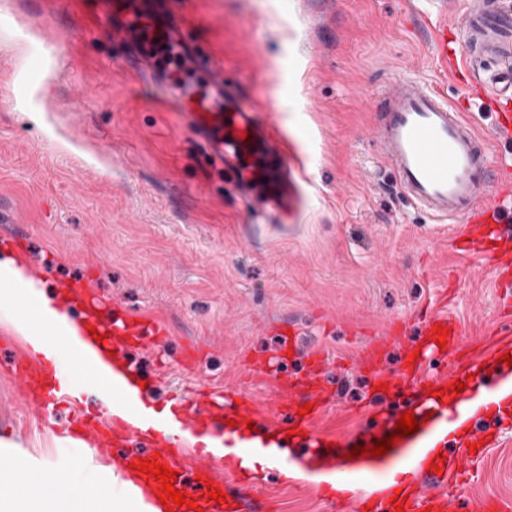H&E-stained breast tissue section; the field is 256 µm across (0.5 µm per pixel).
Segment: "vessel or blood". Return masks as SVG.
I'll return each mask as SVG.
<instances>
[{
  "mask_svg": "<svg viewBox=\"0 0 512 512\" xmlns=\"http://www.w3.org/2000/svg\"><path fill=\"white\" fill-rule=\"evenodd\" d=\"M465 14L462 42L454 41L448 21L442 20L432 28V46L454 80L479 88V109L490 113V127L479 131L440 89L425 87L417 78L398 72L381 92L384 109L374 139L401 190L415 205L441 224L455 223L460 216L471 223L470 231L452 233L451 243L458 254L480 257L494 269V284L502 295L498 335L470 350L458 343L455 320L429 313L424 325L427 336H434L439 326L448 330L444 372L431 377L425 373L426 354L404 357L402 374L393 377L381 366V345L365 348L358 359L361 370L372 382L395 386L403 397L398 413L387 416L383 428L362 435L339 434L325 427L329 413L324 400L326 357L318 350L308 355L299 376L273 373L264 402L246 397L238 386L216 397L209 382L201 378L189 392L169 395L171 414L158 417L150 412L147 393L129 396L123 382L101 364V357L118 346V339L97 344L92 354L67 345L69 354L92 369L89 378L59 376L55 365L32 356L13 340L0 366L9 371L14 391L27 408L45 423L56 419L60 410H68L64 435L75 444L100 448L127 443L137 449L131 463L157 459L177 471L176 489L208 512H247L248 502L240 490L249 480L241 473V456L268 451L267 443L254 442L249 434L246 423L251 419L264 420L272 432L304 434L308 451L330 454L331 481L307 477L302 484L322 494L334 481L357 487L358 512H394L391 498L397 493L404 499L405 512H457L456 483L473 477L475 463L499 438L487 429L467 431L466 425L476 390L489 395L495 390L487 373L495 361L499 336L512 334V233L507 230L512 202L500 189L503 166L490 164L495 143L512 140V0H467ZM132 30L137 33V48L128 67L152 74L158 59L167 58L171 65L163 82L167 100L183 112L218 165L234 173L241 194L251 203L253 219L288 223L297 213L301 195L294 159L274 109H258L242 98L227 82L237 66L201 57L187 31L176 24L137 19L131 30H113L112 37L126 40ZM123 329L154 346L166 338L155 319L136 313L126 314ZM469 376L474 379V391L446 402L434 397V390L446 388L449 379ZM92 390L118 396L125 419H117L103 401H88ZM306 404L311 410L305 414L301 408ZM230 409L239 414L240 425L218 431L217 443L205 447L204 438L213 434L211 418L224 416ZM407 410L414 413L418 429L398 439L385 454L403 472L393 486L388 476L374 474L375 458L350 459L346 453L390 435L399 412ZM457 426L467 434L455 461H441L440 471H433L434 442ZM211 487L222 490L224 503L209 499Z\"/></svg>",
  "mask_w": 512,
  "mask_h": 512,
  "instance_id": "1",
  "label": "vessel or blood"
}]
</instances>
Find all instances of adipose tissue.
Returning a JSON list of instances; mask_svg holds the SVG:
<instances>
[{
  "label": "adipose tissue",
  "instance_id": "obj_1",
  "mask_svg": "<svg viewBox=\"0 0 512 512\" xmlns=\"http://www.w3.org/2000/svg\"><path fill=\"white\" fill-rule=\"evenodd\" d=\"M0 320L32 350L49 360L64 355L65 343L87 345L88 318L63 307L56 292L31 279L11 251L0 252ZM94 482L76 496L58 492L65 472L47 463L31 470L0 465V512H165L132 482H114L111 466L94 465Z\"/></svg>",
  "mask_w": 512,
  "mask_h": 512
}]
</instances>
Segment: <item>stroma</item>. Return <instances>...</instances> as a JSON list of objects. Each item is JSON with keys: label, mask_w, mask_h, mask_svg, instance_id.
Wrapping results in <instances>:
<instances>
[{"label": "stroma", "mask_w": 512, "mask_h": 512, "mask_svg": "<svg viewBox=\"0 0 512 512\" xmlns=\"http://www.w3.org/2000/svg\"><path fill=\"white\" fill-rule=\"evenodd\" d=\"M97 0H0V249L20 255L48 288L91 278L100 320L140 313L168 331L165 346L126 340L121 353L143 376L154 405L170 391L209 381L216 392L242 385L264 399L262 372L245 362L309 352L327 355L325 378L337 430L363 432L392 391L372 390L357 366L385 343L387 370L401 345L388 329L419 339L423 311L458 274L447 309L470 345L495 325L493 275L467 267L449 227L406 198L372 138L377 91L402 69L450 101H471L445 82L427 38L439 0H130L137 14L186 22L198 48L241 64L240 82L273 104L303 192L293 224H253L248 201L229 188L179 113L161 103L100 26ZM199 345L197 369L183 364ZM462 503L512 502V414ZM31 467L71 466L81 493L94 450L63 447L34 421L0 376V457ZM281 512H331L307 488L265 476Z\"/></svg>", "instance_id": "35a3bbf8"}]
</instances>
